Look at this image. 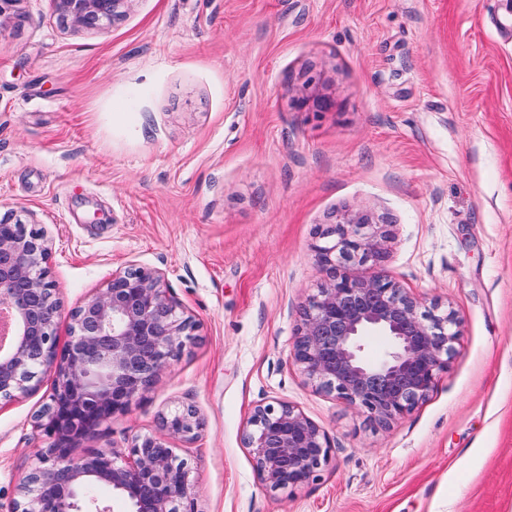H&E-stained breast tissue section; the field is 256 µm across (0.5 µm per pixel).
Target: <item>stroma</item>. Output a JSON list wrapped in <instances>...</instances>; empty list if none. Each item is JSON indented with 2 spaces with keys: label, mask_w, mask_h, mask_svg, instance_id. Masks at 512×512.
<instances>
[{
  "label": "stroma",
  "mask_w": 512,
  "mask_h": 512,
  "mask_svg": "<svg viewBox=\"0 0 512 512\" xmlns=\"http://www.w3.org/2000/svg\"><path fill=\"white\" fill-rule=\"evenodd\" d=\"M0 26V214L36 223L63 310L137 264L195 337L76 456L160 433L198 512H512V8L507 0H134L102 30L20 0ZM389 224L380 273L462 321L447 371L381 428L291 357L331 216ZM52 374L0 401V512L47 438ZM282 400L329 435L272 491L244 429Z\"/></svg>",
  "instance_id": "obj_1"
}]
</instances>
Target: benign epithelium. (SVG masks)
I'll list each match as a JSON object with an SVG mask.
<instances>
[{
  "instance_id": "obj_1",
  "label": "benign epithelium",
  "mask_w": 512,
  "mask_h": 512,
  "mask_svg": "<svg viewBox=\"0 0 512 512\" xmlns=\"http://www.w3.org/2000/svg\"><path fill=\"white\" fill-rule=\"evenodd\" d=\"M61 21L105 28L134 0H54ZM390 231L363 212H345L318 232L315 262L326 283L303 309L294 362L318 389L388 427L409 414L448 368L461 335L453 309L420 311L419 301L381 274ZM43 232L14 214L0 216V401L31 389L46 372L54 393L36 415L50 440L19 482L11 512H110L82 495L92 482L112 490L128 512H198L187 463L171 446L192 439L201 423L190 407L160 416L162 434L75 457L74 436L95 429L148 392L192 338L197 324L176 313L162 272L131 265L68 314L71 339L58 344L62 309L49 278ZM245 445L261 483L272 491L300 487L328 461V434L286 402H263L247 421Z\"/></svg>"
}]
</instances>
